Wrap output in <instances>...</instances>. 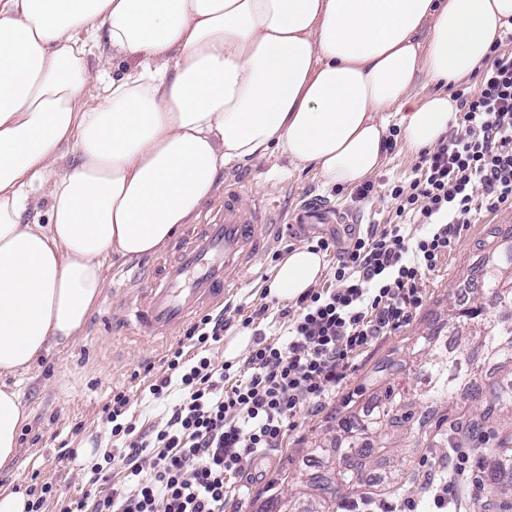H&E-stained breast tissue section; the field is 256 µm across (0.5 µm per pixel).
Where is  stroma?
<instances>
[{"label":"stroma","mask_w":512,"mask_h":512,"mask_svg":"<svg viewBox=\"0 0 512 512\" xmlns=\"http://www.w3.org/2000/svg\"><path fill=\"white\" fill-rule=\"evenodd\" d=\"M419 160L403 139H396L369 178L372 192L361 200L355 188L325 185L315 170L295 167L276 154L247 165L232 164L225 171L258 191L274 194L285 210L307 195L328 197L355 213L356 230L364 234L382 232L396 223V204L389 196V185L406 184L417 177ZM496 229L512 230V207L495 211L480 207L473 212L450 253L435 271L424 275L421 301L408 320L354 353L347 376L329 404L318 411L306 405L298 409L281 448L251 462L249 469L255 481L249 495L228 500L224 512H286L284 504L298 494L302 480L326 465L349 466V459L337 455L334 448L336 437L342 433L343 415L351 410L368 411L382 402L391 381L382 364L410 357V345L417 337L446 332L449 303H456L461 310L470 307L468 291L477 285L480 245ZM293 247L292 241H282L261 260L260 275L244 274L241 287L227 304L230 335L259 332L268 342H282L290 324L288 314L296 306L294 301L270 297L268 284L276 263ZM263 305L268 306V313L254 319L255 310ZM111 318V311L97 306L80 336L51 347L36 368L13 379L28 422L17 457L0 467V489L24 492L34 484H51L53 493L41 512H61L65 506L70 512H93L96 499L123 484L127 470L119 461L111 464L106 480L97 485H88L84 477L89 462L102 458L104 452L120 450L105 418L106 406L114 393L124 392L129 400L125 422L142 434L160 429L169 417V408L149 401V387L166 375V359L175 349H182L187 359L198 353L191 346H180L175 338L158 343L112 334ZM414 412L396 453L422 475L432 468L435 458L418 450L415 439L431 428L435 419L426 402H417Z\"/></svg>","instance_id":"stroma-1"}]
</instances>
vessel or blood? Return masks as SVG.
Instances as JSON below:
<instances>
[{
    "label": "vessel or blood",
    "instance_id": "vessel-or-blood-1",
    "mask_svg": "<svg viewBox=\"0 0 512 512\" xmlns=\"http://www.w3.org/2000/svg\"><path fill=\"white\" fill-rule=\"evenodd\" d=\"M353 221V215L322 196L276 211L267 195L237 177L225 178L223 203L201 213L175 241L169 260L150 272L137 264L126 266L120 289L123 326L138 336L163 339L199 310L223 305L238 288L242 271L264 256L270 225L304 239Z\"/></svg>",
    "mask_w": 512,
    "mask_h": 512
}]
</instances>
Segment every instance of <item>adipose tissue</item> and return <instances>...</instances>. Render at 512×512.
I'll return each mask as SVG.
<instances>
[{
	"mask_svg": "<svg viewBox=\"0 0 512 512\" xmlns=\"http://www.w3.org/2000/svg\"><path fill=\"white\" fill-rule=\"evenodd\" d=\"M510 30L512 0H0V466L26 420L6 377L81 333L111 254L163 248L230 164L276 153L360 183L394 108L410 151L434 147L458 111L449 85ZM105 48L132 66L90 108ZM423 78L436 91L410 99ZM43 187L47 221L25 223ZM324 269L296 247L269 292L297 299Z\"/></svg>",
	"mask_w": 512,
	"mask_h": 512,
	"instance_id": "adipose-tissue-1",
	"label": "adipose tissue"
}]
</instances>
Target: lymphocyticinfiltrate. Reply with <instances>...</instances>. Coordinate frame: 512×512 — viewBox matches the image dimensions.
Wrapping results in <instances>:
<instances>
[{"label": "lymphocytic infiltrate", "mask_w": 512, "mask_h": 512, "mask_svg": "<svg viewBox=\"0 0 512 512\" xmlns=\"http://www.w3.org/2000/svg\"><path fill=\"white\" fill-rule=\"evenodd\" d=\"M465 133L422 151L420 175L396 184V214L431 232L410 240L402 224L351 238L334 271L337 288L308 290L286 345L255 340L248 375L225 387L210 358L174 351L168 375L149 387L154 399L178 387L180 400L152 438L123 422L128 399L112 396L111 434L123 439L127 479L97 500L94 512H224L229 481L250 461L280 447L300 404L321 407L343 380L349 353L386 335L420 302L424 273L451 251L476 200L488 209L512 207V52L490 56L476 88L457 90Z\"/></svg>", "instance_id": "1"}]
</instances>
